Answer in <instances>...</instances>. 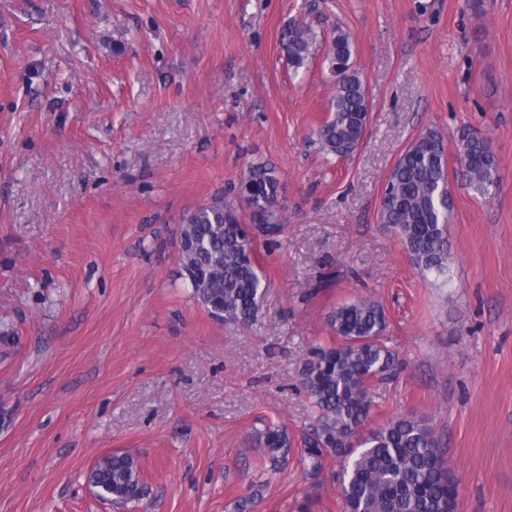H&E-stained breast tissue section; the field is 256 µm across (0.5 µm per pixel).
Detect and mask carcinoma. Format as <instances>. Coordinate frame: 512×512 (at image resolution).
Instances as JSON below:
<instances>
[{
    "label": "carcinoma",
    "mask_w": 512,
    "mask_h": 512,
    "mask_svg": "<svg viewBox=\"0 0 512 512\" xmlns=\"http://www.w3.org/2000/svg\"><path fill=\"white\" fill-rule=\"evenodd\" d=\"M312 28L291 26L281 47L297 67L310 55ZM336 94L331 118L317 136L321 148L346 156L362 138L369 119L365 89L354 71L352 45L345 34L332 40L327 52ZM459 161L466 185L483 196L499 186L495 157L488 139L461 134ZM279 180L275 168L256 164L241 179L235 197L223 196L190 210L183 236L196 245L178 251L180 269L196 279L193 297L204 308L223 310L216 319L230 325L256 320L266 284L259 270L255 242L239 231V211H249L252 224H263L264 242L278 245L284 224L278 213ZM452 208L443 137L429 131L399 157L382 193L380 222L399 236L421 273L448 270L446 226ZM327 326L330 342L318 343L303 358L301 385L319 414L303 437L307 475H317L328 456H353L343 471L340 496L343 512H454L458 486L449 476L439 438L423 417L399 415L383 426L364 431L371 411L370 386L393 376L396 353L386 344L384 308L358 300L332 310ZM263 461L276 467L288 457L287 430L263 423L253 431ZM88 482L103 500L127 505L141 499L144 486L129 454L102 457Z\"/></svg>",
    "instance_id": "cac0c4a2"
}]
</instances>
